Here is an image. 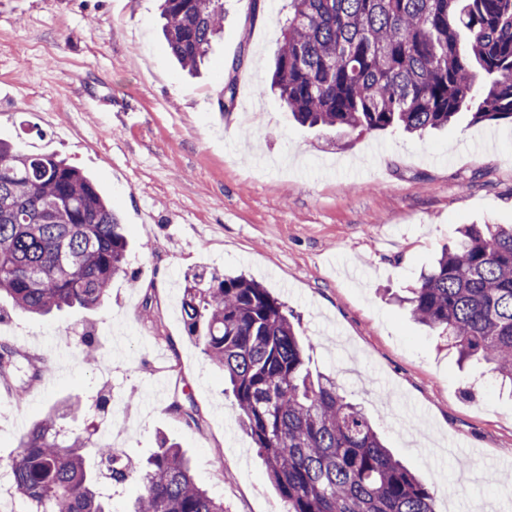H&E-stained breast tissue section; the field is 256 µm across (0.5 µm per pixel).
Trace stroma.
<instances>
[{
  "instance_id": "35a3bbf8",
  "label": "stroma",
  "mask_w": 512,
  "mask_h": 512,
  "mask_svg": "<svg viewBox=\"0 0 512 512\" xmlns=\"http://www.w3.org/2000/svg\"><path fill=\"white\" fill-rule=\"evenodd\" d=\"M225 8L192 78L161 35L159 0H0V139L90 174L131 249L101 306L0 315V341L44 367L24 399L0 383V472L30 427L94 389L112 396L94 422L123 427L125 456L146 460L167 435L226 512H283L223 372L184 330L183 278L205 267L246 272L293 310L312 369L364 408L436 512L507 499L512 393L486 365L459 367L396 297L462 225L512 224V124L300 126L269 87L288 0Z\"/></svg>"
}]
</instances>
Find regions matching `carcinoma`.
<instances>
[{"label": "carcinoma", "instance_id": "obj_1", "mask_svg": "<svg viewBox=\"0 0 512 512\" xmlns=\"http://www.w3.org/2000/svg\"><path fill=\"white\" fill-rule=\"evenodd\" d=\"M271 89L301 125L421 133L477 105L474 122L512 121V0H288ZM163 35L195 71L224 22L222 0H161ZM129 265L123 224L91 177L52 154L0 141V296L35 315L109 297ZM409 313L448 337L460 360L512 385V224H466L409 288ZM184 329L224 370L240 424L287 512H436L334 378L312 374L288 306L240 275L184 276ZM0 344V380L18 398L42 369ZM97 391L66 415L88 419ZM49 414L10 465L35 512H110L136 472L123 455ZM131 512H224L194 482L177 442L159 439Z\"/></svg>", "mask_w": 512, "mask_h": 512}]
</instances>
